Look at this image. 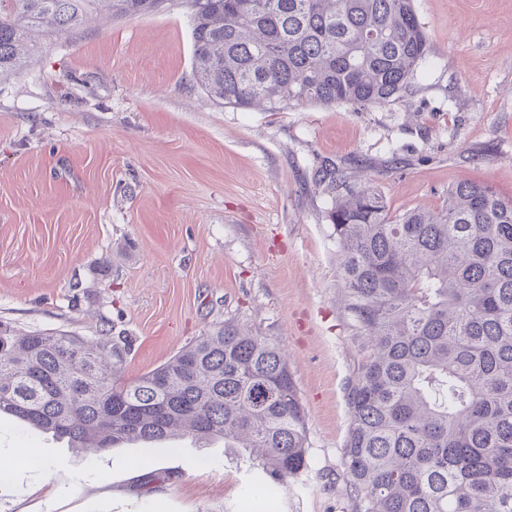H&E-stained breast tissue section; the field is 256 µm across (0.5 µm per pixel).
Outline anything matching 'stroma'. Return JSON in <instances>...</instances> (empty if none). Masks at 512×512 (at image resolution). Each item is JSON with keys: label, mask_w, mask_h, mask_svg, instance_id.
<instances>
[{"label": "stroma", "mask_w": 512, "mask_h": 512, "mask_svg": "<svg viewBox=\"0 0 512 512\" xmlns=\"http://www.w3.org/2000/svg\"><path fill=\"white\" fill-rule=\"evenodd\" d=\"M431 51L382 106L217 104L192 78L191 9L38 34L0 79V322L126 337L133 380L227 322L288 356L306 414V469L266 480L223 444L125 445L97 457L0 415V512H46L12 481L36 449L81 476L53 512H352L348 385L359 361L341 301L322 165L390 214L440 210L478 182L512 200V0H414Z\"/></svg>", "instance_id": "stroma-1"}]
</instances>
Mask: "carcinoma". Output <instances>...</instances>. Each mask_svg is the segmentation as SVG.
I'll return each mask as SVG.
<instances>
[{
	"instance_id": "cac0c4a2",
	"label": "carcinoma",
	"mask_w": 512,
	"mask_h": 512,
	"mask_svg": "<svg viewBox=\"0 0 512 512\" xmlns=\"http://www.w3.org/2000/svg\"><path fill=\"white\" fill-rule=\"evenodd\" d=\"M163 0H0V76L40 27ZM193 74L217 102L359 107L405 93L429 52L413 0H193ZM332 195L343 298L361 361L344 444L352 512H512V201L460 182L440 213L391 215L373 189ZM124 349L0 323V415L85 452L222 439L276 485L307 467L306 422L281 349L229 322L135 380Z\"/></svg>"
}]
</instances>
